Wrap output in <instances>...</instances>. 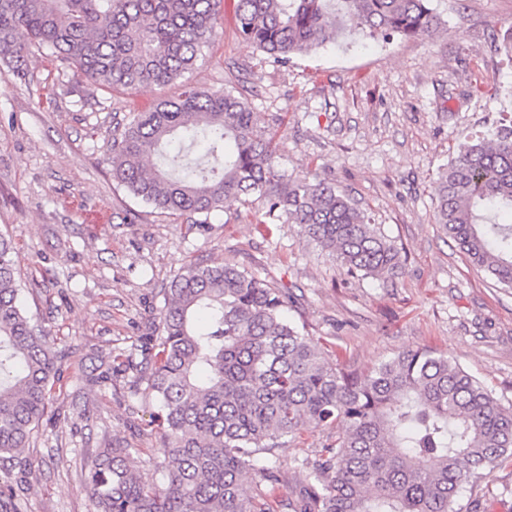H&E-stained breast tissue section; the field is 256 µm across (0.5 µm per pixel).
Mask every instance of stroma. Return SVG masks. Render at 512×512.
Returning a JSON list of instances; mask_svg holds the SVG:
<instances>
[{"label":"stroma","mask_w":512,"mask_h":512,"mask_svg":"<svg viewBox=\"0 0 512 512\" xmlns=\"http://www.w3.org/2000/svg\"><path fill=\"white\" fill-rule=\"evenodd\" d=\"M234 0L191 78L242 91L273 122L287 173L306 165L345 192L400 250L401 269L352 278L297 225L260 233L239 205L206 223L173 219L112 180V125L176 97L179 84L99 90L61 62L36 56L27 76L0 73V234L19 256V298L49 333L64 381L26 456L0 464L25 512H95L87 489L98 449L120 444L142 478L158 474L157 408L132 376L101 365L159 330L172 279L189 263L230 262L291 289L290 314L341 365L366 370L395 354L448 353L512 407V288L473 266L434 222V186L463 135L512 116V58L500 40L512 0H434L432 35L337 44L285 65L245 43ZM327 433L276 452L278 498L302 485ZM512 512V461L463 487L458 505Z\"/></svg>","instance_id":"35a3bbf8"}]
</instances>
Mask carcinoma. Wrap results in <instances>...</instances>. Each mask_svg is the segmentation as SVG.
I'll return each mask as SVG.
<instances>
[{
    "instance_id": "carcinoma-1",
    "label": "carcinoma",
    "mask_w": 512,
    "mask_h": 512,
    "mask_svg": "<svg viewBox=\"0 0 512 512\" xmlns=\"http://www.w3.org/2000/svg\"><path fill=\"white\" fill-rule=\"evenodd\" d=\"M239 36L286 64L346 31L417 38L440 26L431 0H235ZM220 0H0V61L22 78L37 49L107 90L167 86L195 69ZM112 180L171 216H208L255 196L265 232L295 224L350 276L401 267L400 251L312 170L279 166L271 127L242 93L190 83L112 127ZM512 117L466 137L441 169L435 223L473 265L512 288ZM19 260L0 235V458L20 462L62 368L18 301ZM163 334L105 373L130 372L161 411L158 484L130 449L102 448L89 471L97 512H276L270 456L329 431L288 512H459L460 489L512 458V410L436 349L368 371L334 364L288 319L294 297L235 264L191 263L168 288ZM0 512H21L0 483Z\"/></svg>"
}]
</instances>
